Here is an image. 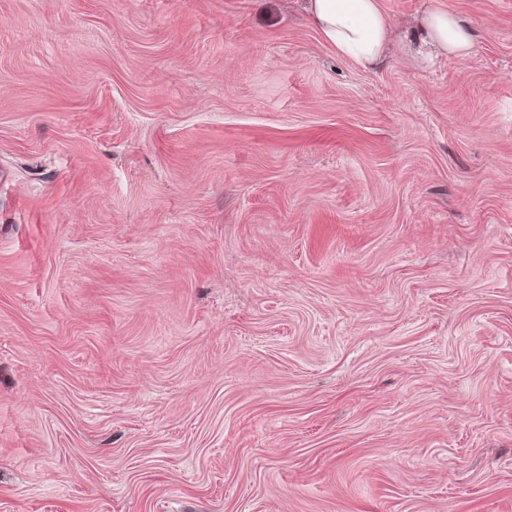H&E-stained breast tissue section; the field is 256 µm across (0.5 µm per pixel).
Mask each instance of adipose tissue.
Masks as SVG:
<instances>
[{"label": "adipose tissue", "instance_id": "1", "mask_svg": "<svg viewBox=\"0 0 512 512\" xmlns=\"http://www.w3.org/2000/svg\"><path fill=\"white\" fill-rule=\"evenodd\" d=\"M310 25L337 54L374 70L390 59L392 41L425 47L426 65L467 55L474 35L469 24L448 11L429 9L415 23L396 31L380 0H306Z\"/></svg>", "mask_w": 512, "mask_h": 512}]
</instances>
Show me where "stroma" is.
Instances as JSON below:
<instances>
[{
	"label": "stroma",
	"instance_id": "35a3bbf8",
	"mask_svg": "<svg viewBox=\"0 0 512 512\" xmlns=\"http://www.w3.org/2000/svg\"><path fill=\"white\" fill-rule=\"evenodd\" d=\"M302 2L0 0V512H512V0ZM310 25L322 39L365 69L375 70L392 57L396 26L381 0H305ZM400 46L427 48L423 62L434 65L437 60L462 57L473 47L474 35L469 24L449 11L428 9L415 23L398 35Z\"/></svg>",
	"mask_w": 512,
	"mask_h": 512
}]
</instances>
